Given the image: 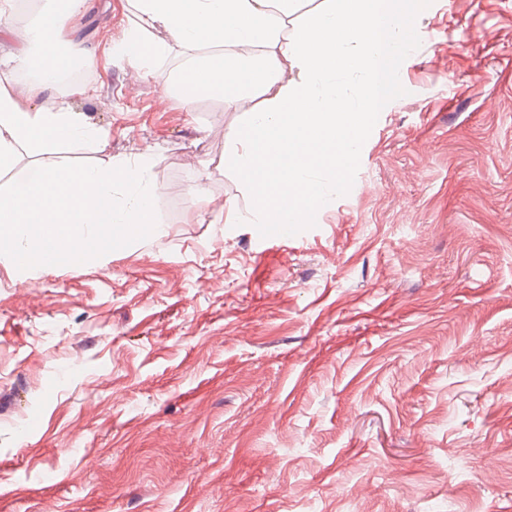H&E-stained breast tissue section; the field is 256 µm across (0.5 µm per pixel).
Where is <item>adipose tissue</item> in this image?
Segmentation results:
<instances>
[{
	"label": "adipose tissue",
	"instance_id": "obj_1",
	"mask_svg": "<svg viewBox=\"0 0 512 512\" xmlns=\"http://www.w3.org/2000/svg\"><path fill=\"white\" fill-rule=\"evenodd\" d=\"M136 22L108 55L128 59L141 77H158L171 46L187 50L179 70L164 77L166 91L191 106L206 93L240 106L260 107L238 135L246 155L225 158L246 187L247 217L260 224L280 218L290 202L308 211L325 208L335 184L350 170L357 134L395 85L394 60L405 40L403 24L416 0H321L291 22L294 0H133ZM89 0H47L23 32L15 51L0 56V72L19 73L0 84V174L18 171L0 188V264L14 269L81 256L82 245L98 241L104 256L115 229L131 238L154 228L156 188L146 176L151 153L133 159L107 156L108 131L89 124L67 102L39 106L46 91L61 89L73 67L94 69V54L73 50L64 40L86 14ZM164 29L167 41L152 39ZM295 79L280 81L281 60ZM355 74L357 98L319 93V78ZM102 152L92 166L65 167L55 156L65 148Z\"/></svg>",
	"mask_w": 512,
	"mask_h": 512
}]
</instances>
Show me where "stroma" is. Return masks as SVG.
I'll use <instances>...</instances> for the list:
<instances>
[{
	"mask_svg": "<svg viewBox=\"0 0 512 512\" xmlns=\"http://www.w3.org/2000/svg\"><path fill=\"white\" fill-rule=\"evenodd\" d=\"M135 21L93 0L70 37ZM405 34L346 186L279 242L221 217L243 109L120 57L44 94L153 151L160 228L0 266V512H512V0H418Z\"/></svg>",
	"mask_w": 512,
	"mask_h": 512,
	"instance_id": "obj_1",
	"label": "stroma"
}]
</instances>
